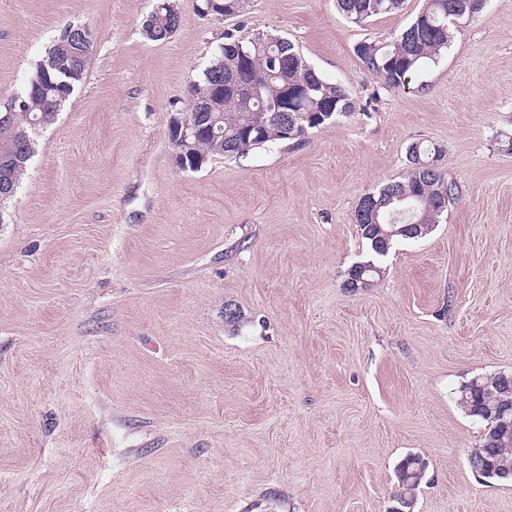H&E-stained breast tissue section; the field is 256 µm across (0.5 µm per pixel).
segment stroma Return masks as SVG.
<instances>
[{
    "mask_svg": "<svg viewBox=\"0 0 512 512\" xmlns=\"http://www.w3.org/2000/svg\"><path fill=\"white\" fill-rule=\"evenodd\" d=\"M177 5L155 43L152 0H0V107L62 29L96 37L0 218V512H391L411 454L414 512H512V481L471 469L484 427L457 404L512 372V0L401 88L354 48L422 0L361 26L334 0ZM228 31L288 38L354 107L178 170L169 115ZM415 142L460 197L393 241L373 286L345 287L372 256L356 204ZM163 6L169 10L172 17V22L179 19L181 15L177 4L173 2H166ZM166 8H162L160 15L155 16V24L152 28L143 30V34L151 42H164L175 33L172 32V24L169 22V19L165 17L167 13ZM418 460H420L418 457L406 458L398 469V487L400 490H404L408 496L413 495L419 488L425 475L423 473L419 476L416 472Z\"/></svg>",
    "mask_w": 512,
    "mask_h": 512,
    "instance_id": "stroma-1",
    "label": "stroma"
}]
</instances>
